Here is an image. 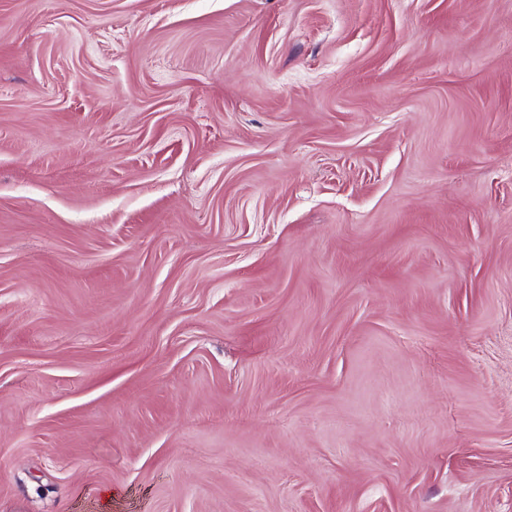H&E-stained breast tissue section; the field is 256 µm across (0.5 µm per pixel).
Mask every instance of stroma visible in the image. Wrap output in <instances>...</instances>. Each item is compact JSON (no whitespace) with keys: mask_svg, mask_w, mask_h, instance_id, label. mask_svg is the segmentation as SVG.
Listing matches in <instances>:
<instances>
[{"mask_svg":"<svg viewBox=\"0 0 512 512\" xmlns=\"http://www.w3.org/2000/svg\"><path fill=\"white\" fill-rule=\"evenodd\" d=\"M0 512H512V0H0Z\"/></svg>","mask_w":512,"mask_h":512,"instance_id":"1","label":"stroma"}]
</instances>
